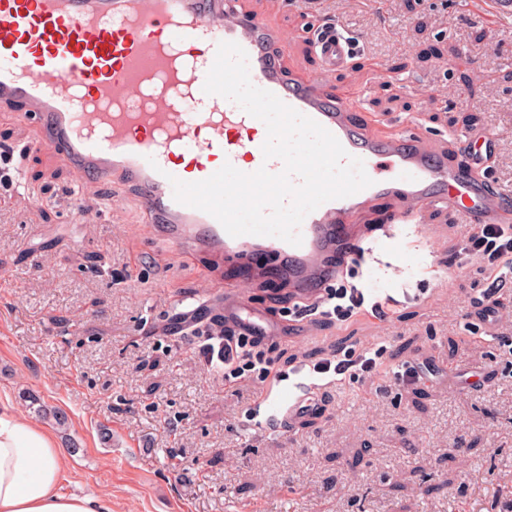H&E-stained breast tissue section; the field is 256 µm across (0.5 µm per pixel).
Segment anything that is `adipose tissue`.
Listing matches in <instances>:
<instances>
[{
  "label": "adipose tissue",
  "mask_w": 512,
  "mask_h": 512,
  "mask_svg": "<svg viewBox=\"0 0 512 512\" xmlns=\"http://www.w3.org/2000/svg\"><path fill=\"white\" fill-rule=\"evenodd\" d=\"M66 466L45 428L0 403V512H112L111 496L61 493Z\"/></svg>",
  "instance_id": "obj_1"
}]
</instances>
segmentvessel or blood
<instances>
[{
    "instance_id": "1",
    "label": "vessel or blood",
    "mask_w": 512,
    "mask_h": 512,
    "mask_svg": "<svg viewBox=\"0 0 512 512\" xmlns=\"http://www.w3.org/2000/svg\"><path fill=\"white\" fill-rule=\"evenodd\" d=\"M239 44L250 79L308 116L363 161L370 187L323 203L303 220L301 245L267 236H230L210 214L174 198L172 179L196 182L230 162L238 170L282 171L265 159L264 123L236 103L203 90L220 43ZM323 70L345 66L353 41L337 27L314 36ZM277 35L239 0H0V106L38 120L41 145L57 151L77 181L123 179L162 239L208 249L275 276L287 270L301 292L333 280L326 263L346 235V220L390 197L414 202L389 224H416L418 209L451 204L469 224H502L512 200L480 176V156L452 164L401 133L379 137L353 117L343 93L316 79L285 77ZM277 257V266L266 263ZM225 317L256 330V312L227 304Z\"/></svg>"
}]
</instances>
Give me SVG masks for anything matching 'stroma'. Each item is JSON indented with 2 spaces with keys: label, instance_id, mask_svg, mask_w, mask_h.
<instances>
[{
  "label": "stroma",
  "instance_id": "1",
  "mask_svg": "<svg viewBox=\"0 0 512 512\" xmlns=\"http://www.w3.org/2000/svg\"><path fill=\"white\" fill-rule=\"evenodd\" d=\"M241 2L276 30L286 76L346 90L373 134L409 126L452 163L487 154L488 179L512 193V19L474 0ZM331 20L357 48L324 74L312 38ZM40 137L0 107V148L23 179L0 193V400L65 449L63 492L110 494L112 512H512V262L469 254L449 265L472 230L459 210L387 224L408 207L391 198L353 214L341 248L364 255L333 283L364 285L367 304L327 321L287 279L164 244L134 187L76 183ZM74 185L76 220L65 203ZM501 276L498 313L485 318ZM228 299L277 322L264 338L275 378L228 383L209 362L197 328ZM376 349L371 374L311 371ZM424 364L418 382H401ZM297 382L314 408L256 423L263 398ZM26 391L67 426L38 419Z\"/></svg>",
  "mask_w": 512,
  "mask_h": 512
}]
</instances>
